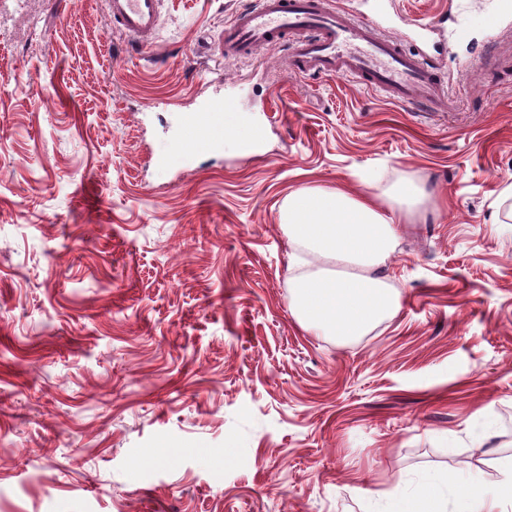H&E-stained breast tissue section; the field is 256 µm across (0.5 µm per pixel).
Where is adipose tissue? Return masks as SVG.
Returning a JSON list of instances; mask_svg holds the SVG:
<instances>
[{
    "label": "adipose tissue",
    "instance_id": "ef3b65f1",
    "mask_svg": "<svg viewBox=\"0 0 512 512\" xmlns=\"http://www.w3.org/2000/svg\"><path fill=\"white\" fill-rule=\"evenodd\" d=\"M389 204L343 189L304 188L289 194L282 210L292 243L307 248L310 270L292 281L294 313L301 325L329 336L366 334L393 315L398 298L377 271L397 245V224L422 201L410 181L395 183ZM448 479L429 477L407 496L394 498L389 512H494L512 506V465L495 487L493 500L476 490L447 500Z\"/></svg>",
    "mask_w": 512,
    "mask_h": 512
}]
</instances>
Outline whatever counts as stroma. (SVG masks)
<instances>
[{
    "instance_id": "stroma-1",
    "label": "stroma",
    "mask_w": 512,
    "mask_h": 512,
    "mask_svg": "<svg viewBox=\"0 0 512 512\" xmlns=\"http://www.w3.org/2000/svg\"><path fill=\"white\" fill-rule=\"evenodd\" d=\"M244 2L162 0L142 48L103 0H0V512H387L512 461V0H334L429 54L428 109L279 45L211 59ZM218 98L223 146L187 148ZM400 180L428 202L383 270L399 311L304 329L288 193ZM451 482L448 476L426 478L412 494L394 498L389 512H447L448 497L444 488Z\"/></svg>"
}]
</instances>
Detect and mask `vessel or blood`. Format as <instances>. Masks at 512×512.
Returning <instances> with one entry per match:
<instances>
[{"instance_id":"1","label":"vessel or blood","mask_w":512,"mask_h":512,"mask_svg":"<svg viewBox=\"0 0 512 512\" xmlns=\"http://www.w3.org/2000/svg\"><path fill=\"white\" fill-rule=\"evenodd\" d=\"M114 28L142 47L153 46L161 28V0H106ZM289 43V68L316 78L349 77L399 103L426 108L445 100L436 72L378 28L349 17L329 0H252L214 39L217 60L249 57L257 48ZM225 101H215L200 120L187 121L184 143L211 150L224 138Z\"/></svg>"}]
</instances>
